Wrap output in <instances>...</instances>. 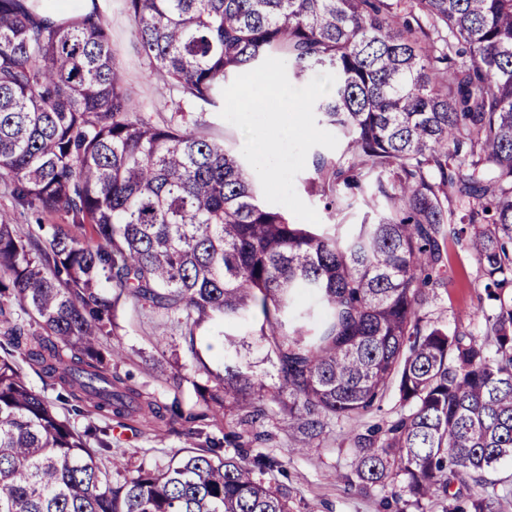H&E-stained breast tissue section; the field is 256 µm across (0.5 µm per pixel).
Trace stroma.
<instances>
[{
  "instance_id": "1",
  "label": "stroma",
  "mask_w": 512,
  "mask_h": 512,
  "mask_svg": "<svg viewBox=\"0 0 512 512\" xmlns=\"http://www.w3.org/2000/svg\"><path fill=\"white\" fill-rule=\"evenodd\" d=\"M98 4L112 25V41L120 54L127 86L142 111L156 122L183 116L185 122L196 124L200 135L241 150L242 132L222 119L218 108L198 112L182 101L171 85L151 74L147 58L136 54L131 46L130 22L117 0H98ZM475 277L473 259L456 247H449L446 283L429 292L423 313L442 325L452 326L454 315L476 301ZM116 324L107 342L120 345L123 356L113 362V371L127 377L129 384L161 404L176 401L184 412H201L192 383L177 382L176 376L184 365L202 364L210 369L223 366L224 338L217 328L204 325L194 347L190 348L176 324L165 321L160 312L129 300L119 302ZM399 413L398 394L389 392L380 408L359 421L328 420L322 434L302 453L293 451L288 421L276 410L252 428L238 425L231 411L221 421L208 418L200 421L199 426L218 438L230 433L239 435V444H225L227 455H235L237 446L241 445L252 453H267L281 460L282 470L265 473L263 479L287 492L290 512H397L389 504L390 489L376 488L367 493L351 490L344 477L350 472L353 456L348 441L350 432L370 425L386 426ZM186 428L184 421L176 420L156 435L141 422H116L112 425V446L125 453L130 467L164 465L186 446ZM257 431L262 433V440L254 439Z\"/></svg>"
}]
</instances>
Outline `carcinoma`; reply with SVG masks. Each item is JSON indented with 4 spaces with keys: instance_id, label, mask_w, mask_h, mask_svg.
I'll return each mask as SVG.
<instances>
[{
    "instance_id": "obj_1",
    "label": "carcinoma",
    "mask_w": 512,
    "mask_h": 512,
    "mask_svg": "<svg viewBox=\"0 0 512 512\" xmlns=\"http://www.w3.org/2000/svg\"><path fill=\"white\" fill-rule=\"evenodd\" d=\"M118 2L136 52L201 109L268 57L296 79L332 70L314 112L341 146L309 156L311 190L338 216L367 183L383 211L348 235L290 223L224 145L145 119L97 0H0V180L66 220L45 239L0 223V512H288L253 477L282 468L273 456L223 457L190 428L196 450L130 470L107 429H78L30 385L25 364L104 423L171 421L177 406L112 371L123 298L191 346L207 323L263 316L280 386L269 396L244 358L205 367L213 417L229 400L253 425L273 402L304 448L395 388L405 412L352 436L347 486L496 512L485 473L512 460V0ZM448 243L481 288L452 329L422 313ZM301 292L317 307L297 308Z\"/></svg>"
}]
</instances>
